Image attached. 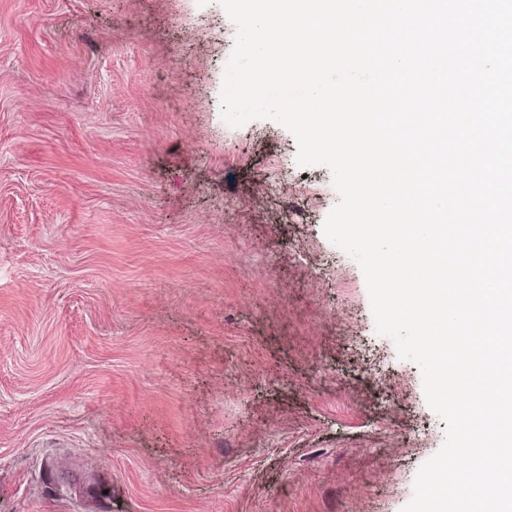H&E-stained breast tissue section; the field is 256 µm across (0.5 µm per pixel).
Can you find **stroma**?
Returning a JSON list of instances; mask_svg holds the SVG:
<instances>
[{
    "instance_id": "35a3bbf8",
    "label": "stroma",
    "mask_w": 512,
    "mask_h": 512,
    "mask_svg": "<svg viewBox=\"0 0 512 512\" xmlns=\"http://www.w3.org/2000/svg\"><path fill=\"white\" fill-rule=\"evenodd\" d=\"M235 35L0 0V512H402L443 442L329 170L224 121Z\"/></svg>"
}]
</instances>
